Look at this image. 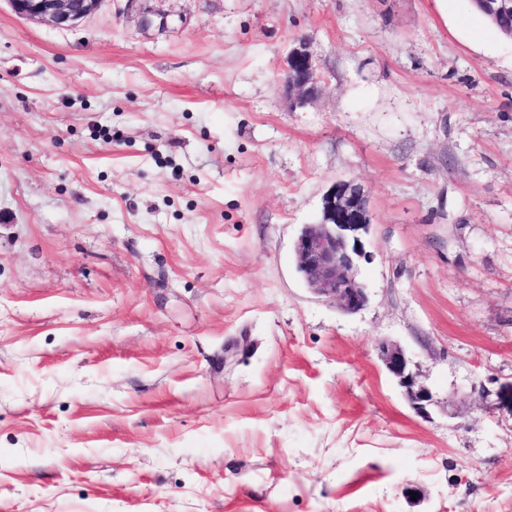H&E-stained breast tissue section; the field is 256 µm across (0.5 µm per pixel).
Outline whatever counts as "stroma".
Masks as SVG:
<instances>
[{"mask_svg": "<svg viewBox=\"0 0 512 512\" xmlns=\"http://www.w3.org/2000/svg\"><path fill=\"white\" fill-rule=\"evenodd\" d=\"M146 6L0 0V512H512V40L467 0ZM339 180L352 314L294 252ZM14 11L54 26H72L97 11L103 0H9ZM317 68L304 44L299 42L290 55L289 69L284 83L290 93H294L297 102L303 104L312 99L319 91ZM379 357L389 375L404 389L412 409L420 415H428V408L435 404L432 392L417 380L409 366L403 348L397 343L382 341L379 344Z\"/></svg>", "mask_w": 512, "mask_h": 512, "instance_id": "1", "label": "stroma"}]
</instances>
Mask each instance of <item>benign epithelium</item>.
Masks as SVG:
<instances>
[{
  "mask_svg": "<svg viewBox=\"0 0 512 512\" xmlns=\"http://www.w3.org/2000/svg\"><path fill=\"white\" fill-rule=\"evenodd\" d=\"M14 11L54 26H72L97 11L104 0H10ZM317 68L304 44L290 55L284 83L303 104L319 91ZM372 230L368 198L361 186L338 180L324 195L321 217L302 226L296 240L298 271L307 286L335 301L345 312L361 310L368 301L359 279L362 264L372 260L365 239ZM379 357L389 375L404 389L412 409L428 414L435 404L432 392L417 380L403 348L390 341L379 344Z\"/></svg>",
  "mask_w": 512,
  "mask_h": 512,
  "instance_id": "1",
  "label": "benign epithelium"
}]
</instances>
